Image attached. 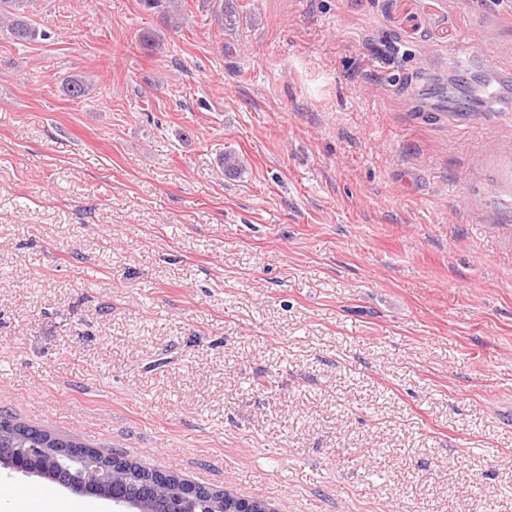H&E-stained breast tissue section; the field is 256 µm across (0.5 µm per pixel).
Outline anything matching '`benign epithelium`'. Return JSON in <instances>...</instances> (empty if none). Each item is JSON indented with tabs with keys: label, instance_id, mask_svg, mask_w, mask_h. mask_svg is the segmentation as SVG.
<instances>
[{
	"label": "benign epithelium",
	"instance_id": "7a95c632",
	"mask_svg": "<svg viewBox=\"0 0 512 512\" xmlns=\"http://www.w3.org/2000/svg\"><path fill=\"white\" fill-rule=\"evenodd\" d=\"M36 444L35 448L23 447L14 437V428L0 423V469L55 483L57 454L88 459L91 467L84 480L67 488L112 502L114 512H197L200 503L206 512H275L263 502L195 487L176 475L159 473L118 455L96 457L94 450L52 435L38 439Z\"/></svg>",
	"mask_w": 512,
	"mask_h": 512
}]
</instances>
